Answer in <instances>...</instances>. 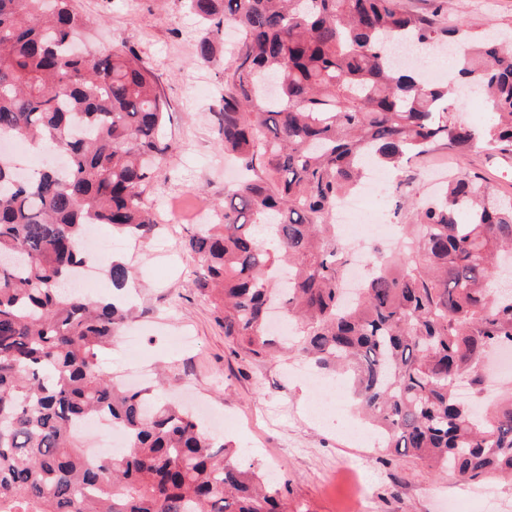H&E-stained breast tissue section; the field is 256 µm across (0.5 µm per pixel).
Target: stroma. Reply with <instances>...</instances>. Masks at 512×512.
<instances>
[{
	"instance_id": "stroma-1",
	"label": "stroma",
	"mask_w": 512,
	"mask_h": 512,
	"mask_svg": "<svg viewBox=\"0 0 512 512\" xmlns=\"http://www.w3.org/2000/svg\"><path fill=\"white\" fill-rule=\"evenodd\" d=\"M455 0L452 15L468 30L490 25L512 28V0ZM90 19L80 39L92 49L127 43L136 47L153 70L169 103L166 137L171 149L145 194V205L158 229L124 246L120 235L101 227L107 252L132 265L134 316L126 332L139 338L138 361L129 364L125 343L103 357L116 380L134 374L148 383L163 368L172 394L192 388L212 410L243 465L271 473L288 504V512H347L351 479L362 482L366 512H448V499L462 494L463 482L437 474L422 461L397 457L377 435L351 437L362 424L356 408L347 415L315 417L309 410L317 389L308 384L307 363L284 353L257 359L224 334V309L217 293L200 290L193 271L201 258L187 241L200 233L199 210L217 212L224 192L237 177L217 146L214 114L221 93L223 58L202 64L195 45L202 34L181 0H75ZM469 172L484 177L502 195L512 197V152L491 154L477 148L460 156L436 147L391 171V184H404L409 198L431 195L430 174ZM189 333L190 352L174 343Z\"/></svg>"
}]
</instances>
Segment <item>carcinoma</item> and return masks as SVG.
<instances>
[{"instance_id": "obj_1", "label": "carcinoma", "mask_w": 512, "mask_h": 512, "mask_svg": "<svg viewBox=\"0 0 512 512\" xmlns=\"http://www.w3.org/2000/svg\"><path fill=\"white\" fill-rule=\"evenodd\" d=\"M203 34L196 59L224 49L219 145L246 170L224 193L223 223L193 235L203 290L224 291V335L257 358L282 347L270 305L295 331L292 350L343 369L386 447L440 474L481 484L512 475V388L482 409V362L512 345V285L494 287L512 253V198L456 174L410 202L407 248L343 294L349 253L330 216L370 162L397 166L435 146L512 150V30L438 23L447 0L417 14L402 0H185ZM90 20L71 0H0V140L65 156L22 175L0 157V512H287L281 492L233 460L224 439L164 396L121 387L102 353L129 316L131 268L112 260V297L74 289L96 261L86 229L134 239L156 229L144 194L170 148L168 103L127 46L78 52ZM463 47L457 77L491 120L456 121L455 90L387 45ZM106 419L127 449L85 455V423Z\"/></svg>"}]
</instances>
